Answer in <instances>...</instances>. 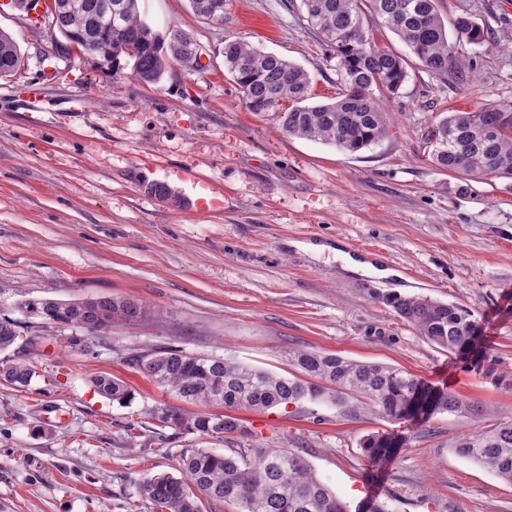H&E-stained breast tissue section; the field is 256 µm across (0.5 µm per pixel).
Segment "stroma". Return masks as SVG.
<instances>
[{
  "label": "stroma",
  "mask_w": 512,
  "mask_h": 512,
  "mask_svg": "<svg viewBox=\"0 0 512 512\" xmlns=\"http://www.w3.org/2000/svg\"><path fill=\"white\" fill-rule=\"evenodd\" d=\"M139 9L159 34L194 37L196 70L175 65L145 85L131 68L60 52L54 33L0 6L23 57L0 80V317L34 340L39 372L26 389L0 381V512H158L138 494L144 477L176 473L188 450L252 443L302 450L353 506L378 497L391 512H512V484L453 450L466 431L512 419V179L442 171L426 140L437 113L512 104V14L500 0H440L445 19L469 14L486 34L459 48L469 84L410 59L402 88L381 99L389 136L347 154L250 112L224 69L225 41L247 42L305 68L315 102L335 101L336 60L301 0H228L220 24L189 0ZM152 181L183 206L149 195ZM210 185L221 203L196 208ZM346 254L386 276L349 273ZM390 294L472 311L503 381L403 323ZM96 296L137 300L147 315L114 321L88 353L70 347L72 329L17 307ZM169 346L282 375L289 351L306 346L400 368L474 411L414 425L352 399L307 402L243 411L242 431L198 436L151 419L177 400L128 365ZM97 373L125 380L130 404L94 393ZM377 432L407 444L372 464L360 442Z\"/></svg>",
  "instance_id": "obj_1"
}]
</instances>
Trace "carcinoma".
Returning <instances> with one entry per match:
<instances>
[{"label":"carcinoma","instance_id":"cac0c4a2","mask_svg":"<svg viewBox=\"0 0 512 512\" xmlns=\"http://www.w3.org/2000/svg\"><path fill=\"white\" fill-rule=\"evenodd\" d=\"M194 12L206 19L224 15L227 0H189ZM438 0H302L308 26L332 51L341 72L343 89L336 101L311 104L312 80L300 65L249 43L224 44V69L253 113L278 124L290 137L321 141L342 152L355 153L388 136L386 113L376 93L396 94L408 77L407 60L381 45L370 28L380 23L393 32L433 76L468 82V71L448 40V25ZM122 9L120 22L107 29L100 13L73 11L65 42L92 44L89 54L120 69L131 66L132 75L145 84L160 82L174 64L193 70L200 65L199 46L192 36L155 32L145 42L136 32L149 28L141 19L138 0H112ZM458 40L484 41V31L469 15L453 21ZM14 38L0 30V78L14 75L21 66ZM430 157L435 167L471 177L512 178V105L483 106L474 111L445 112L428 131ZM144 188L159 200L179 206L182 199L164 182ZM107 319L128 323L146 316V308L131 299L105 297ZM398 317L430 343L457 355L470 352L478 336L474 313L453 303L428 297L386 298ZM25 312L45 325L80 328L85 311L80 300H25ZM19 323L0 318V352L18 344ZM106 330L90 339L71 336L69 343L89 352L91 343H106ZM291 376L285 377L246 365L234 358L190 354L177 347L154 350L130 359L131 367L186 404L203 410L185 413L168 406L151 418L192 434L222 438L241 429L239 410L262 412L280 405H342L355 398L394 420L427 421L443 412L478 413L457 394L439 389L394 366L360 362L336 354L297 347L289 352ZM37 377L27 358L0 364V379L26 388ZM90 384L99 395L114 402L132 400L129 385L121 378L100 374ZM403 447L391 433L370 434L360 444L364 456L377 462ZM468 458L512 483V419L475 428L454 445ZM140 497L169 512H203L206 502L237 506V512H362L351 507L319 480L303 452L268 448L261 443L226 455L195 449L181 458L179 475L156 473L138 485Z\"/></svg>","mask_w":512,"mask_h":512}]
</instances>
